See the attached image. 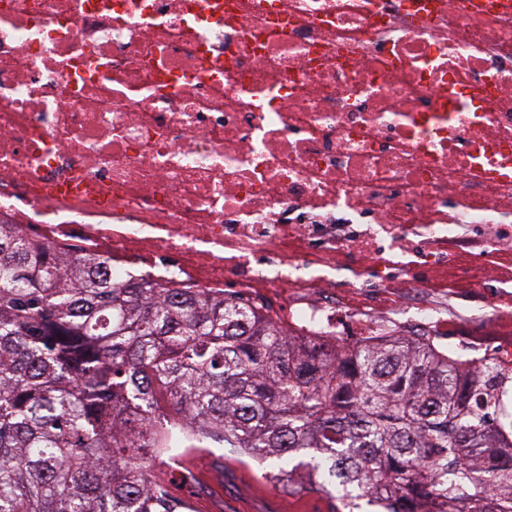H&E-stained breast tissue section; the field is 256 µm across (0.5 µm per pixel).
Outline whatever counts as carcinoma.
I'll return each instance as SVG.
<instances>
[{"instance_id": "cac0c4a2", "label": "carcinoma", "mask_w": 512, "mask_h": 512, "mask_svg": "<svg viewBox=\"0 0 512 512\" xmlns=\"http://www.w3.org/2000/svg\"><path fill=\"white\" fill-rule=\"evenodd\" d=\"M0 228V512H175L210 439L347 512H512V365L394 332L292 336L236 295L114 282Z\"/></svg>"}]
</instances>
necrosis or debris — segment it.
<instances>
[{
    "instance_id": "4bbe7bcc",
    "label": "necrosis or debris",
    "mask_w": 512,
    "mask_h": 512,
    "mask_svg": "<svg viewBox=\"0 0 512 512\" xmlns=\"http://www.w3.org/2000/svg\"><path fill=\"white\" fill-rule=\"evenodd\" d=\"M0 224L287 330L442 327L459 229L512 256V7L0 0Z\"/></svg>"
}]
</instances>
